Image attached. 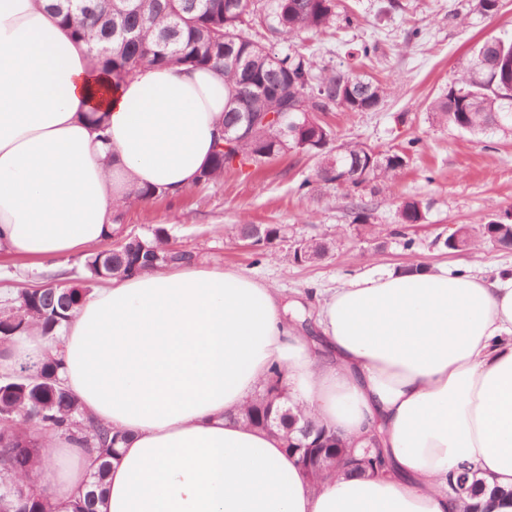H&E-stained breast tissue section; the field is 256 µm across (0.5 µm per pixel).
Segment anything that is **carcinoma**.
Returning <instances> with one entry per match:
<instances>
[{
	"mask_svg": "<svg viewBox=\"0 0 512 512\" xmlns=\"http://www.w3.org/2000/svg\"><path fill=\"white\" fill-rule=\"evenodd\" d=\"M92 13L69 11L65 0H55L54 14L79 41L89 44L95 57L122 79L137 69L154 63L186 67H210L224 74V127L240 131L247 116L256 127L239 141L235 151L239 166L222 149H215L209 168L198 184L207 185L240 173L243 167L257 169L288 155L304 153L317 159L313 178L305 179L298 191L306 195L315 185H330L352 200L354 221L364 228L372 207L365 190L375 183H391L406 168L417 140L401 149L384 152L361 142H339L337 131L322 118L313 123L296 114L295 135L283 138L277 127L262 118L270 112H286L300 101L322 114L333 110L368 112L386 97L387 83L360 69L375 57L378 46L365 42L350 53L359 64L331 69L317 68L313 56L292 45L297 37L326 33L337 23L336 0H136L137 8L126 13L112 9L110 0H91ZM121 27L136 40L112 43V53H98L100 44L114 27ZM512 83V40L491 38L470 50L463 75L448 86L445 94L430 104L433 119L474 136H490L512 131V94L504 86ZM427 207L415 199L402 201L399 224L405 227L424 221ZM238 235L251 242L256 261L275 255L274 245L283 241L281 224H241ZM460 246L443 242L446 248L470 249L480 243L497 244L512 239V224L489 221L456 229ZM331 250L330 243L299 240L288 252L297 265L314 263ZM198 255L191 249L179 251L170 242L164 227L151 235H130L124 245L110 255L90 254L84 261L83 280L96 283L133 275L191 265ZM88 288L46 284L17 294L11 305L0 309V351L18 335L37 328L44 336L72 316ZM32 374L30 379L0 377V512H57L45 492L34 489L30 475L41 465L45 446L41 433L60 431L99 461L85 497L72 505V512H97L110 459L115 455L117 436L112 429L85 416L57 379V364L49 359L34 369L19 366ZM283 372L271 370L263 390L245 407L247 424L264 429L266 415L273 409L270 394L278 390ZM283 437L292 435L302 413L284 410L277 414ZM365 460L362 474L374 475L387 468L382 435L373 432L364 448L354 449ZM470 493L454 495L460 512H470L469 499L479 479L465 470Z\"/></svg>",
	"mask_w": 512,
	"mask_h": 512,
	"instance_id": "1",
	"label": "carcinoma"
}]
</instances>
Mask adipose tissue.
Instances as JSON below:
<instances>
[{
  "mask_svg": "<svg viewBox=\"0 0 512 512\" xmlns=\"http://www.w3.org/2000/svg\"><path fill=\"white\" fill-rule=\"evenodd\" d=\"M52 0H0V248L61 259L99 243L132 193L193 188L224 128V78L141 68L115 80ZM99 112L104 131L86 120ZM291 302L232 268L146 272L94 289L57 338L14 337L0 372L60 360L82 410L122 433L102 512H451L469 464L480 512H512V271L374 270ZM291 404L355 440L384 430L394 469L303 477L280 431L241 418L272 368ZM40 472L60 512L96 464L67 434Z\"/></svg>",
  "mask_w": 512,
  "mask_h": 512,
  "instance_id": "obj_1",
  "label": "adipose tissue"
}]
</instances>
